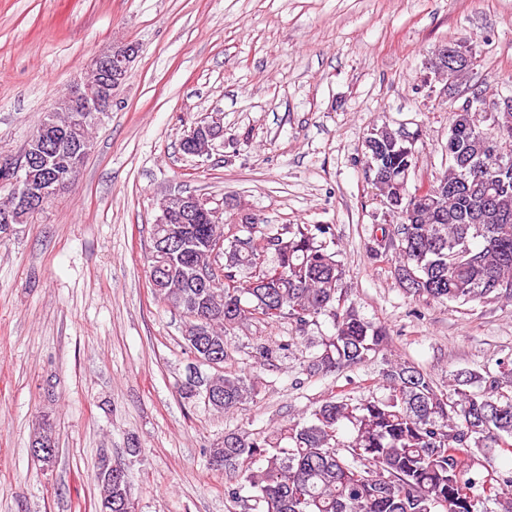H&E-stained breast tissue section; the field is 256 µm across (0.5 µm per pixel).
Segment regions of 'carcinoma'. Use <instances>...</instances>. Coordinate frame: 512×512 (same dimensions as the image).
<instances>
[{"label":"carcinoma","instance_id":"obj_1","mask_svg":"<svg viewBox=\"0 0 512 512\" xmlns=\"http://www.w3.org/2000/svg\"><path fill=\"white\" fill-rule=\"evenodd\" d=\"M448 169L418 195L410 190L416 155L407 134L387 125L365 140L364 164L376 195L391 203V224L373 225L371 258L394 266L412 295L467 304L512 301V112L491 128L481 114L450 106ZM187 233L224 237V275L197 288L171 270L154 299L184 313L186 349L197 348L196 324L206 341L229 356L226 331L253 320L287 319L305 334L318 317L333 333L303 360L309 376L362 366L389 351L388 329L347 303L333 224H187ZM246 236H241L242 232ZM292 343L255 348V364H272ZM384 394L356 399L339 389L309 416L263 433L227 431L204 450L209 462L235 472L224 495L237 502L247 488L261 512H479L484 497L512 512V471L490 468L496 449H512V359L498 372L461 371L448 391L414 363L385 359ZM228 413L255 394L250 374L216 375L203 382ZM478 390H472V387ZM57 444L53 420L33 426L30 445ZM99 512H121L127 482L102 472Z\"/></svg>","mask_w":512,"mask_h":512}]
</instances>
